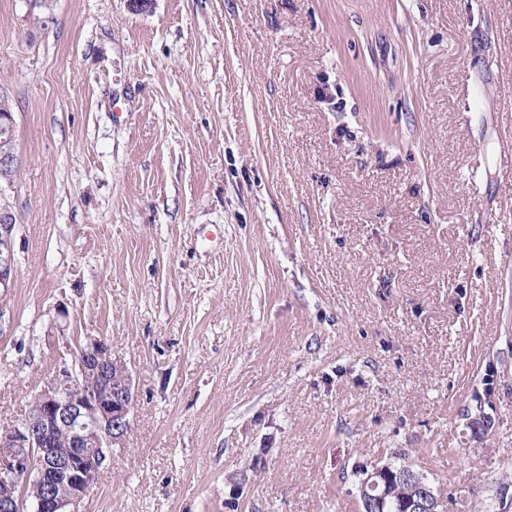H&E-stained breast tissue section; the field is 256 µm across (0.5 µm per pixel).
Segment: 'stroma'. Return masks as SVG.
<instances>
[{
  "mask_svg": "<svg viewBox=\"0 0 512 512\" xmlns=\"http://www.w3.org/2000/svg\"><path fill=\"white\" fill-rule=\"evenodd\" d=\"M0 92V433L94 340L137 395L82 512H500L512 0H0ZM16 222L8 207L0 208V291H7L14 279V239ZM396 473L401 470H413L401 473L402 478L410 487L411 491L408 496L404 498L400 504L402 512H446L448 511V504L446 500L437 495H441L437 488L430 482V487L425 477L413 468V466L406 463L392 462L387 460ZM387 465L373 464L370 470H365L364 475L360 479L359 495L362 512H369L368 506L363 501L366 500L376 510L374 512H384L387 506V498L392 481L394 480L395 473ZM434 492V493H433ZM437 495H436V494ZM363 498V499H362Z\"/></svg>",
  "mask_w": 512,
  "mask_h": 512,
  "instance_id": "35a3bbf8",
  "label": "stroma"
}]
</instances>
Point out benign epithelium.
<instances>
[{
	"label": "benign epithelium",
	"mask_w": 512,
	"mask_h": 512,
	"mask_svg": "<svg viewBox=\"0 0 512 512\" xmlns=\"http://www.w3.org/2000/svg\"><path fill=\"white\" fill-rule=\"evenodd\" d=\"M20 166L15 152L0 155V181L13 182ZM13 212L0 208V291L14 279ZM136 404L132 376L121 357L102 342L80 348L71 363L56 367L34 396V412L0 435V512H82V503L112 449L124 447ZM42 452V459L33 449ZM411 491L400 504L403 512H448V504L414 471L400 475ZM394 472L372 465L360 479L359 495L384 512ZM32 485V496L25 495Z\"/></svg>",
	"instance_id": "benign-epithelium-1"
}]
</instances>
